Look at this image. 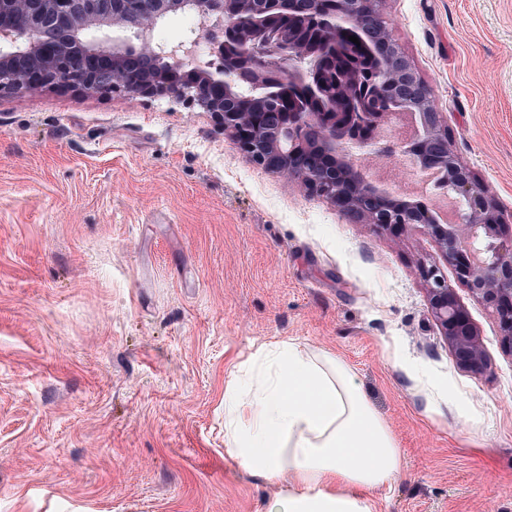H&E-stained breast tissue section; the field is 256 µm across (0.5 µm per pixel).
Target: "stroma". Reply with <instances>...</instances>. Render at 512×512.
Wrapping results in <instances>:
<instances>
[{"instance_id": "stroma-1", "label": "stroma", "mask_w": 512, "mask_h": 512, "mask_svg": "<svg viewBox=\"0 0 512 512\" xmlns=\"http://www.w3.org/2000/svg\"><path fill=\"white\" fill-rule=\"evenodd\" d=\"M460 158L512 225V0H386ZM411 193L401 145L360 147ZM439 264L487 362L457 365ZM342 360L400 471L374 512H512V351L423 227L349 221L171 97L0 95V512H265L224 451V387L263 343Z\"/></svg>"}]
</instances>
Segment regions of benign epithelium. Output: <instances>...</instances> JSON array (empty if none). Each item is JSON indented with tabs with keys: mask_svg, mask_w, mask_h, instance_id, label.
I'll return each instance as SVG.
<instances>
[{
	"mask_svg": "<svg viewBox=\"0 0 512 512\" xmlns=\"http://www.w3.org/2000/svg\"><path fill=\"white\" fill-rule=\"evenodd\" d=\"M384 0H342L339 15L326 18L336 29L355 26L376 43L388 38ZM288 7L295 12H322V0H0V93L53 87L87 94L124 93L168 96L210 113L238 147L266 170L301 182L327 198L349 219L401 233L421 226L436 242L458 281L497 315L503 342L512 351V236L503 235V220L493 198L475 172L456 154L448 126L438 112L432 90L401 49L389 56L375 82L384 97L399 88L393 105L419 116L421 133L413 147L418 170L437 169L445 189L460 199L454 219L440 223L434 209L404 201L369 181L338 142L358 146L377 141L384 112H254L250 98L238 94L234 81L268 91L269 81L288 75L315 97L322 63L336 56V41L313 51L286 34L242 40L239 56L226 73H209L211 57L224 55V32L251 30L263 13ZM189 11L198 33L170 47L154 42L157 24L170 14ZM186 71V86L164 79V72ZM428 302L456 362L483 370L487 363L477 330L454 289L435 265L420 267Z\"/></svg>",
	"mask_w": 512,
	"mask_h": 512,
	"instance_id": "7a95c632",
	"label": "benign epithelium"
}]
</instances>
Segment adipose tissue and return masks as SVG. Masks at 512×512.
<instances>
[{"instance_id":"obj_1","label":"adipose tissue","mask_w":512,"mask_h":512,"mask_svg":"<svg viewBox=\"0 0 512 512\" xmlns=\"http://www.w3.org/2000/svg\"><path fill=\"white\" fill-rule=\"evenodd\" d=\"M262 373L224 389V446L278 488L266 512H373L399 473L396 442L344 363L280 341L251 359Z\"/></svg>"}]
</instances>
